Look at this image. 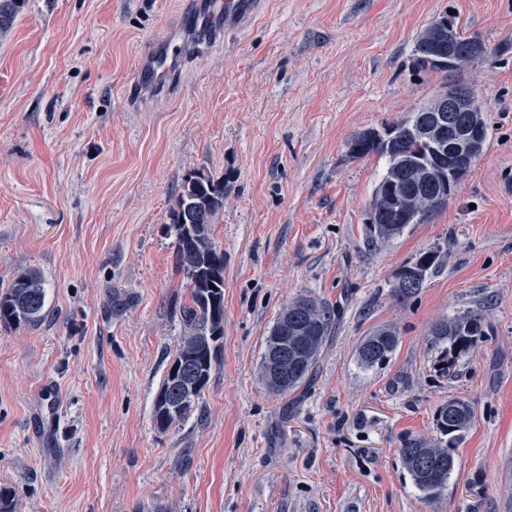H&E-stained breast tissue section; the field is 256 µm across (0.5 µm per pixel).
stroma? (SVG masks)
Masks as SVG:
<instances>
[{
  "label": "stroma",
  "mask_w": 512,
  "mask_h": 512,
  "mask_svg": "<svg viewBox=\"0 0 512 512\" xmlns=\"http://www.w3.org/2000/svg\"><path fill=\"white\" fill-rule=\"evenodd\" d=\"M188 0H25L0 32V289L33 270L47 318L0 327V486L15 512H512V0H265L263 12L127 101L139 54ZM494 54L423 70L442 16ZM474 89L488 141L428 222L371 232L384 131L446 86ZM224 184V334L199 411L158 429L153 406L184 335L174 200L187 174ZM440 252L404 303L399 268ZM308 295L335 325L309 385L260 378L282 309ZM478 308L487 332L456 374L429 338ZM399 343L365 367L361 340ZM460 397L474 420L443 496L425 500L400 439L435 437ZM398 344V334L392 328H380L366 336L358 346L357 357L361 365L372 367L381 364L394 352ZM377 355L373 360L371 355Z\"/></svg>",
  "instance_id": "1"
}]
</instances>
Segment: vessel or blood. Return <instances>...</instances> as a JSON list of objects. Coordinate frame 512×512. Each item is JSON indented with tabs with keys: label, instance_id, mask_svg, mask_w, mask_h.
<instances>
[{
	"label": "vessel or blood",
	"instance_id": "vessel-or-blood-1",
	"mask_svg": "<svg viewBox=\"0 0 512 512\" xmlns=\"http://www.w3.org/2000/svg\"><path fill=\"white\" fill-rule=\"evenodd\" d=\"M262 6V0H197L194 8L182 17V32L153 42L146 53L138 57L132 90L140 99L151 98L190 59L195 45L183 38V31L201 33L208 42L228 31L241 29Z\"/></svg>",
	"mask_w": 512,
	"mask_h": 512
}]
</instances>
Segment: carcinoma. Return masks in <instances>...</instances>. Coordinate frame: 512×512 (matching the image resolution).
Instances as JSON below:
<instances>
[{
	"label": "carcinoma",
	"instance_id": "cac0c4a2",
	"mask_svg": "<svg viewBox=\"0 0 512 512\" xmlns=\"http://www.w3.org/2000/svg\"><path fill=\"white\" fill-rule=\"evenodd\" d=\"M24 0H7L0 5V29L13 24L16 12ZM458 48L473 46L478 56L491 54L493 49L477 35H467L453 26ZM417 63L424 69L459 70L471 62L448 55V46L418 37L415 45ZM476 121L486 122L484 112L474 105L472 112L448 113V124L469 125ZM425 125L438 130L445 140H450L449 129L439 125L437 113L427 104L387 128L391 141H367L355 136L349 146V155L355 159L378 154L387 158L388 166L382 180L389 178L408 186L410 201L425 211L424 220L436 213L431 201L438 193L435 183L429 179H413L411 161H422L427 145L414 139L409 131L413 124ZM224 209V182L215 181L202 172H193L184 179L175 205L171 210V224L177 241L179 272L187 280L189 299L182 307L184 336L175 356L168 365L153 409V420L160 429L184 421L199 408L202 392L206 387L217 358V342L224 335V253L211 241V225ZM385 227L373 230L380 241L400 235L406 224L397 217L387 215ZM439 252L429 250L420 254L415 263L405 266L396 278L409 274H425L438 261ZM46 292L40 276L34 272L17 275L9 288L0 291V325L4 327H39L45 319ZM333 328L330 311L313 297H302L288 304L266 338L261 361V375L267 389L275 395L293 392L308 377L312 366ZM486 332L485 316L480 309L467 310L456 317L437 323L432 328V344L441 347L437 363L438 372L446 377L456 373L459 356L476 345ZM398 334L391 328H380L365 337L358 346L357 357L361 365L372 367L381 364L394 352ZM288 346V354L299 356L288 378L274 385L269 380V356L273 350ZM191 367L196 371L199 388L187 402L178 399L182 387L183 372ZM474 419L471 404L459 398L448 400L438 410L436 430L446 439L432 442L419 436H407L402 440L399 454L404 469L423 496L433 501L440 498L448 486L452 466L451 448L458 443Z\"/></svg>",
	"mask_w": 512,
	"mask_h": 512
}]
</instances>
